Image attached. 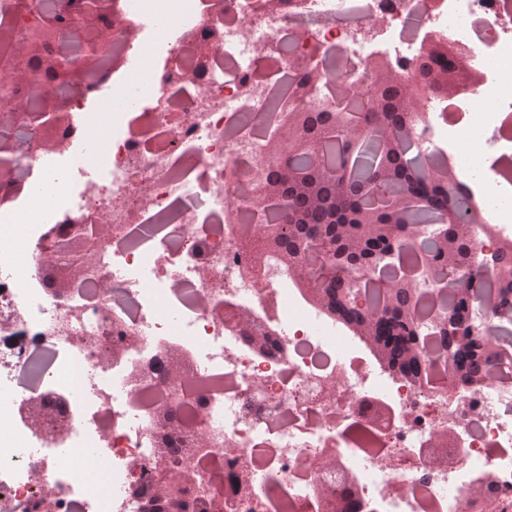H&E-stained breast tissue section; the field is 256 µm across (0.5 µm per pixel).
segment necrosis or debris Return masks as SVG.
Instances as JSON below:
<instances>
[{"label": "necrosis or debris", "instance_id": "obj_1", "mask_svg": "<svg viewBox=\"0 0 512 512\" xmlns=\"http://www.w3.org/2000/svg\"><path fill=\"white\" fill-rule=\"evenodd\" d=\"M171 29L161 41L159 20ZM110 24L141 37L113 42L61 123L66 151L22 150L0 184V512H150V497L181 475L180 506L164 512H320L339 494L323 470L332 455L350 473L359 512H464L490 474L489 507L512 504V361L487 351L473 383L436 375L433 386L394 368L377 345L407 350L388 322L357 332L318 304L310 284L277 261L247 276V231L282 213L253 207L260 172L284 168L270 140L289 117L281 84L318 100L337 82H360L383 59L419 79L427 39L453 57L434 61L481 75L453 97L424 90L412 150L458 175L478 222V252L512 237V9L502 0H118ZM212 54L190 56L193 43ZM275 65L264 81L256 61ZM197 90L177 99L184 69ZM107 138L96 164L86 147ZM471 150H464V141ZM238 200L228 205L225 189ZM53 188L44 206L36 193ZM108 231L82 277L49 284L42 249ZM469 313L512 345V323L489 314L494 274L466 272ZM186 364L187 382L165 371ZM42 407L56 433L33 426ZM454 431L448 464L428 462L434 436ZM96 456L102 465L87 468Z\"/></svg>", "mask_w": 512, "mask_h": 512}]
</instances>
